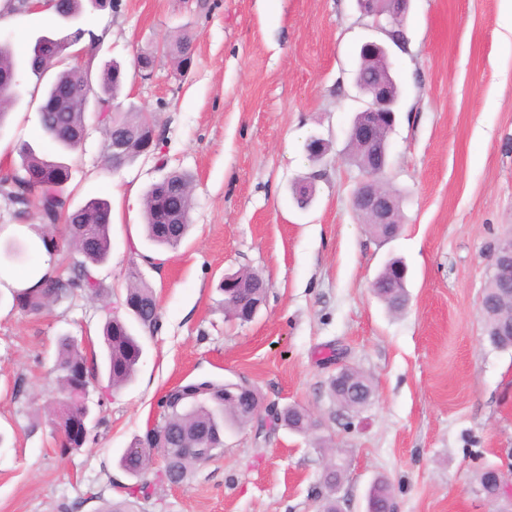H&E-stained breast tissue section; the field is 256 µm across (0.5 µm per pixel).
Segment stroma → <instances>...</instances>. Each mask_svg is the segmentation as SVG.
Returning a JSON list of instances; mask_svg holds the SVG:
<instances>
[{"label":"stroma","mask_w":512,"mask_h":512,"mask_svg":"<svg viewBox=\"0 0 512 512\" xmlns=\"http://www.w3.org/2000/svg\"><path fill=\"white\" fill-rule=\"evenodd\" d=\"M81 26L92 74L120 64L119 108L152 113L160 149L112 167L90 117L83 146L61 152L39 125L46 80L22 76L0 126V174L24 143L61 156L71 205L110 201L112 254L98 270L103 298L32 314L0 289V512H96L109 481L125 482L118 457L159 396L197 377L246 381L264 405L301 406L322 428L226 429L223 454L181 484L151 486L145 512H316L329 494L323 439L347 462L332 493L342 512H365L379 479L397 512H512V498L488 499L480 484L486 468L512 472V350L489 342L479 306L489 248L512 227V0H411L389 47L402 97L383 184L402 198V228L384 242L352 207L362 174L345 161L363 105L359 47L386 39L356 0H112ZM179 35L194 51L184 73L168 52ZM141 54L155 60L150 75L135 68ZM313 135L328 144L317 162ZM171 170L194 178L193 227L165 250L144 237L142 203ZM307 177L315 199L301 210L291 187ZM394 257L409 269L397 314L371 290ZM133 262L157 293L160 327L140 332L131 384L91 389L101 423L61 454L48 424L58 337L101 350ZM237 271L268 284L247 324L225 316L219 289ZM343 366L373 382L356 412L330 394Z\"/></svg>","instance_id":"1"}]
</instances>
